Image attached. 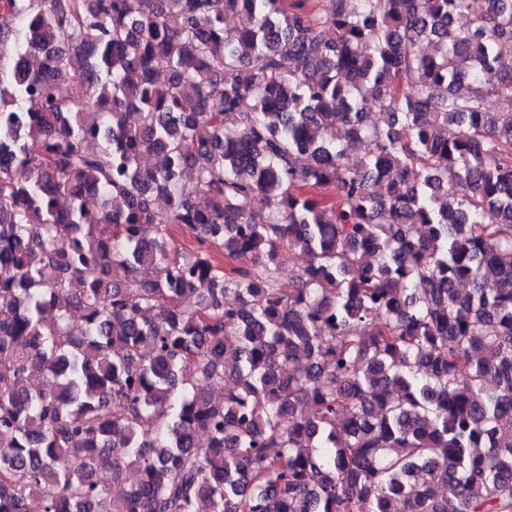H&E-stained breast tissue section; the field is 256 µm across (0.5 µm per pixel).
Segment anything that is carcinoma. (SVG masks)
<instances>
[{
    "label": "carcinoma",
    "instance_id": "carcinoma-1",
    "mask_svg": "<svg viewBox=\"0 0 512 512\" xmlns=\"http://www.w3.org/2000/svg\"><path fill=\"white\" fill-rule=\"evenodd\" d=\"M467 8L0 0V512H512V0Z\"/></svg>",
    "mask_w": 512,
    "mask_h": 512
}]
</instances>
